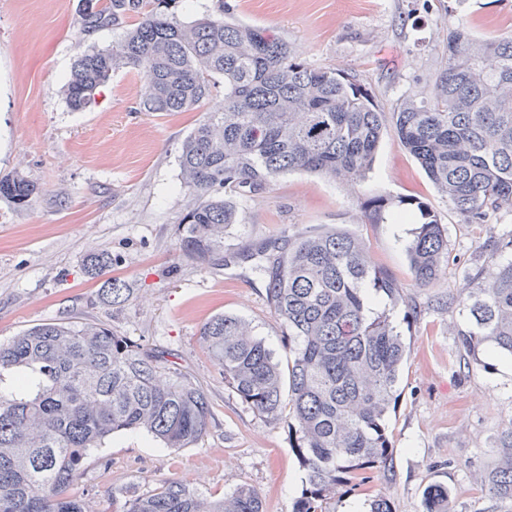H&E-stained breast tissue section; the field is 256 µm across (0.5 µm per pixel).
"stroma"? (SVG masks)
<instances>
[{
  "mask_svg": "<svg viewBox=\"0 0 512 512\" xmlns=\"http://www.w3.org/2000/svg\"><path fill=\"white\" fill-rule=\"evenodd\" d=\"M83 7L84 0H0V177L18 171L40 190L26 209L0 200V343L48 319H99L165 352L207 394L214 422L192 447L171 453L147 433L125 432L91 451L76 492L94 512H123L126 499L165 481L214 497L248 485L265 512H292L304 471L288 439L290 415L271 421L243 404L199 339L212 316L236 315L283 360L281 322L250 262L203 267L177 246L180 144L217 111L224 82L193 110L147 113L138 109L142 73L120 69L90 107L72 110L63 86L77 57L111 48L125 31L84 32ZM164 10L185 23L222 14L265 28L298 60L355 75L387 112L424 96L452 21L481 37L512 31V0H167ZM374 195L422 198L447 227L448 263L435 283L413 282V224L362 223L361 206ZM315 224L358 234L412 310L402 327L411 354L389 416L392 468L375 473L366 490L342 493L337 512L370 494L387 498L393 512H422L433 482L448 485L449 512H512L478 481L493 460L494 436L512 423V364L466 366L455 344L471 276L489 271L495 244L512 235V212L463 223L389 134L356 184L293 172L243 198L224 250L243 257L261 240ZM92 250L111 253L112 276L131 285L125 303L102 304L101 280L82 266Z\"/></svg>",
  "mask_w": 512,
  "mask_h": 512,
  "instance_id": "stroma-1",
  "label": "stroma"
}]
</instances>
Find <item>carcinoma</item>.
I'll return each instance as SVG.
<instances>
[{"label": "carcinoma", "instance_id": "carcinoma-1", "mask_svg": "<svg viewBox=\"0 0 512 512\" xmlns=\"http://www.w3.org/2000/svg\"><path fill=\"white\" fill-rule=\"evenodd\" d=\"M165 2L85 0V32L139 20L112 48L83 52L63 93L71 109L84 110L112 72L143 67L139 111L187 112L224 79L219 111L180 145L184 257L202 266L224 260V239L239 221L233 193L264 190L295 171L362 180L389 133L462 221L512 211V34L483 39L460 23L448 26L445 62L425 96L403 100L388 119L364 85L298 61L265 30L222 16L183 24L161 10ZM36 194L20 172L0 178V198L19 209ZM391 215L417 224L410 270L416 286L432 284L448 261L447 230L417 197L364 201V223ZM249 257L288 336V360L234 315L211 317L200 340L242 403L272 420L291 411L290 440L306 472L293 512H336L339 489H362L376 470L391 468L388 419L410 354L394 313L407 301L393 278L369 265L362 239L338 226L265 239ZM494 265L463 302L466 328L456 331L461 354L487 370L512 361V257ZM110 268L111 253L86 254L87 274ZM132 292L108 279L100 296L112 305ZM212 421L205 392L164 353L100 320L34 324L0 343V512H92L72 493L92 449L125 431H144L170 450L189 448ZM495 448L480 483L512 504V423ZM422 498L423 512H448V485L431 483ZM124 512L264 510L247 485L216 499L165 481L128 499Z\"/></svg>", "mask_w": 512, "mask_h": 512}]
</instances>
